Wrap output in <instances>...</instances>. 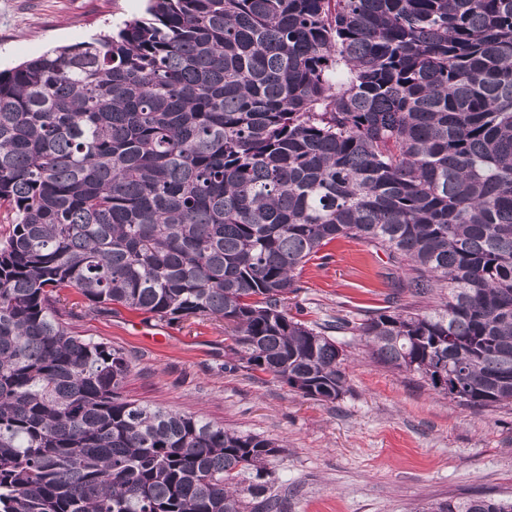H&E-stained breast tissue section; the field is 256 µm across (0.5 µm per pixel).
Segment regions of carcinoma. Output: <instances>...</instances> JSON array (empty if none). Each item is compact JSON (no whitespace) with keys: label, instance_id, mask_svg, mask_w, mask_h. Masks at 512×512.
Masks as SVG:
<instances>
[{"label":"carcinoma","instance_id":"1","mask_svg":"<svg viewBox=\"0 0 512 512\" xmlns=\"http://www.w3.org/2000/svg\"><path fill=\"white\" fill-rule=\"evenodd\" d=\"M147 14L0 72V512H282L280 447L124 397L132 360L75 330L87 310L222 322L319 401L352 330L460 406L512 403V0ZM339 238L405 299L317 330L285 301Z\"/></svg>","mask_w":512,"mask_h":512}]
</instances>
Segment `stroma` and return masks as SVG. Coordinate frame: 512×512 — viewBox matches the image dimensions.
<instances>
[{"instance_id": "stroma-1", "label": "stroma", "mask_w": 512, "mask_h": 512, "mask_svg": "<svg viewBox=\"0 0 512 512\" xmlns=\"http://www.w3.org/2000/svg\"><path fill=\"white\" fill-rule=\"evenodd\" d=\"M147 0H0V71L144 17ZM399 271L371 245L339 239L302 268L288 312L308 325L358 322L390 306ZM122 349L127 397L194 414L280 444L268 469L287 512H421L451 498L512 500V405L464 408L419 376L372 360L360 336L337 334L347 392L332 402L239 364L222 324L165 322L121 310L78 320Z\"/></svg>"}]
</instances>
